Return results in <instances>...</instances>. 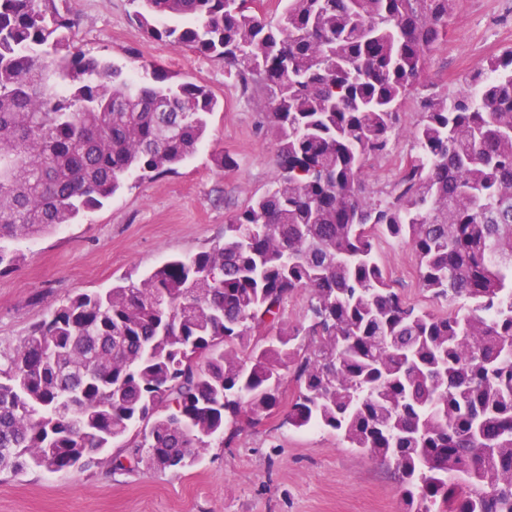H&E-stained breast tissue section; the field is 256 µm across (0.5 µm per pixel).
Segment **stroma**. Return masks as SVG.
Listing matches in <instances>:
<instances>
[{"label":"stroma","mask_w":512,"mask_h":512,"mask_svg":"<svg viewBox=\"0 0 512 512\" xmlns=\"http://www.w3.org/2000/svg\"><path fill=\"white\" fill-rule=\"evenodd\" d=\"M71 20L87 55L141 79L156 63L174 82L207 87L219 103L193 159L142 180H129L103 207L73 224L16 242L20 261L0 274V356L12 353L66 298L141 277L173 255L189 256L222 239L228 219L277 179L275 140L262 123L258 89L242 91L223 60L148 38L129 0H53ZM512 49V0H456L446 37L431 51L425 81L439 95L464 89L489 57ZM420 98L400 109L401 131L389 153L369 161L368 182L391 190L413 155ZM235 165L220 168L216 158ZM396 288L440 313L446 301L418 286L416 258L391 238L376 243ZM404 485L393 465L349 447L327 429L299 430L276 411L229 447L212 445L193 466L159 472L113 469L108 462L65 473L30 467L0 472V512H405Z\"/></svg>","instance_id":"35a3bbf8"}]
</instances>
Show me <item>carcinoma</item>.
Returning a JSON list of instances; mask_svg holds the SVG:
<instances>
[{
  "instance_id": "carcinoma-1",
  "label": "carcinoma",
  "mask_w": 512,
  "mask_h": 512,
  "mask_svg": "<svg viewBox=\"0 0 512 512\" xmlns=\"http://www.w3.org/2000/svg\"><path fill=\"white\" fill-rule=\"evenodd\" d=\"M148 38L260 84L275 185L224 237L103 293L67 298L0 362V471L194 465L280 408L407 481V512H512V50L466 90L422 76L454 0H130ZM49 0H0V272L7 243L72 224L131 178L192 158L218 102L151 68L139 82L70 44ZM422 89L394 194L366 183ZM410 247L396 290L374 232ZM310 295L308 325L283 320ZM311 339L312 345L305 344ZM376 254L395 288L401 289L413 302L429 311L440 313L448 310V301L432 299L418 288L416 258L406 244L382 237L376 242Z\"/></svg>"
}]
</instances>
